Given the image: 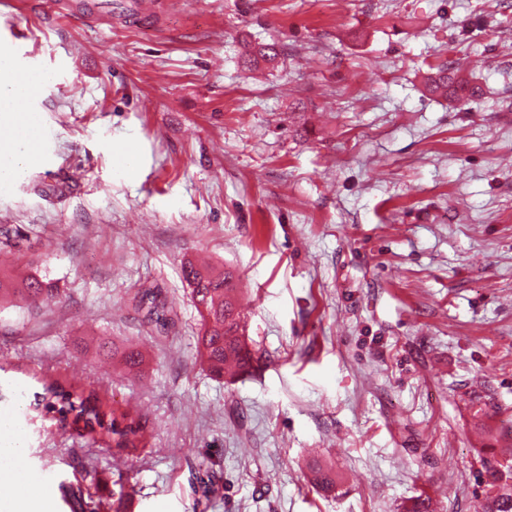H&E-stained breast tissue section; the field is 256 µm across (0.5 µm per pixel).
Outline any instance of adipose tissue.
Returning <instances> with one entry per match:
<instances>
[{"label": "adipose tissue", "mask_w": 512, "mask_h": 512, "mask_svg": "<svg viewBox=\"0 0 512 512\" xmlns=\"http://www.w3.org/2000/svg\"><path fill=\"white\" fill-rule=\"evenodd\" d=\"M36 84L35 76L16 70L8 57L0 56V112L10 116L12 130L11 138L0 142V182L14 180L16 173L40 158L33 136L38 121L22 106ZM13 480L21 489L0 503V512H48L49 495L42 485L29 481L22 470L14 473Z\"/></svg>", "instance_id": "1"}]
</instances>
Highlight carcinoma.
<instances>
[{
    "label": "carcinoma",
    "mask_w": 512,
    "mask_h": 512,
    "mask_svg": "<svg viewBox=\"0 0 512 512\" xmlns=\"http://www.w3.org/2000/svg\"><path fill=\"white\" fill-rule=\"evenodd\" d=\"M277 57L273 44L258 45L250 52L249 63H272ZM426 89L431 94L469 101L477 96L476 87L457 76L453 63H444L427 77ZM24 236L18 229L0 227V249L21 252ZM183 276L191 288V300L199 315L197 357L202 368L221 379H235L254 362L252 351L241 336L240 314L237 311L232 276L225 271L202 267L192 261L183 266ZM59 297V288L35 276L0 272V302L12 299L28 307H37ZM34 409L54 414L60 428L83 425L87 434H98L114 443L117 452L139 447L142 427L139 416L129 410L115 415L107 410L99 396L78 387H65L59 382L43 384V392L34 395ZM502 464L484 465V485L495 491L490 497L488 512H512V487L502 483Z\"/></svg>",
    "instance_id": "cac0c4a2"
}]
</instances>
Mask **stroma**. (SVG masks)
I'll return each mask as SVG.
<instances>
[{
    "mask_svg": "<svg viewBox=\"0 0 512 512\" xmlns=\"http://www.w3.org/2000/svg\"><path fill=\"white\" fill-rule=\"evenodd\" d=\"M95 2L0 0L43 128L0 225L62 292L0 306V413L58 381L146 425L120 459L34 415L50 512H485L483 462L512 458V0ZM249 42L276 65L247 70ZM451 58L475 100L426 91ZM187 259L237 278L236 381L200 369Z\"/></svg>",
    "mask_w": 512,
    "mask_h": 512,
    "instance_id": "obj_1",
    "label": "stroma"
}]
</instances>
